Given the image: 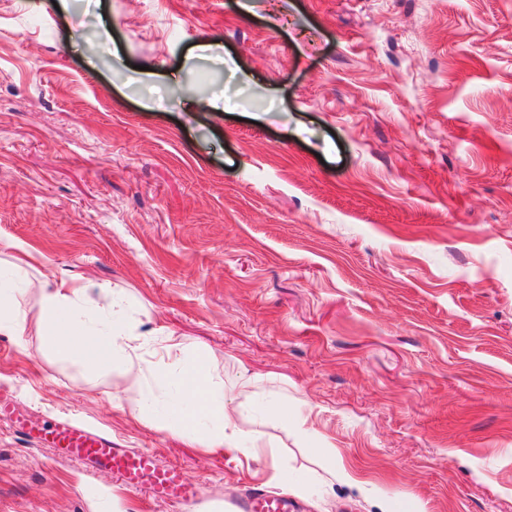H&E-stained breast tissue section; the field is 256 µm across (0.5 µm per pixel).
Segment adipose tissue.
<instances>
[{
    "label": "adipose tissue",
    "instance_id": "obj_1",
    "mask_svg": "<svg viewBox=\"0 0 512 512\" xmlns=\"http://www.w3.org/2000/svg\"><path fill=\"white\" fill-rule=\"evenodd\" d=\"M27 265L26 258H18L10 274L0 277V335L14 337L19 343L24 340L26 313L18 301L22 290L15 274ZM84 296V287L75 281L46 279L40 306L50 356L83 363L95 377L109 375L117 366L138 381L148 373L157 375L175 392L168 416L156 421L158 429L190 440L208 454H247L243 434L210 371L158 369L145 357L144 336L117 318L113 310L87 306Z\"/></svg>",
    "mask_w": 512,
    "mask_h": 512
}]
</instances>
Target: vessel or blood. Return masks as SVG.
Segmentation results:
<instances>
[{
  "label": "vessel or blood",
  "mask_w": 512,
  "mask_h": 512,
  "mask_svg": "<svg viewBox=\"0 0 512 512\" xmlns=\"http://www.w3.org/2000/svg\"><path fill=\"white\" fill-rule=\"evenodd\" d=\"M18 424L29 426L23 418ZM32 429L66 457L111 470L127 489H143L156 499L180 505L197 503L202 496L200 486L184 479L179 467L160 464L154 454L146 451L116 447L105 433L69 419ZM234 506L236 512H295L288 495L259 487L245 489Z\"/></svg>",
  "instance_id": "1"
}]
</instances>
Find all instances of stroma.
Segmentation results:
<instances>
[{"mask_svg":"<svg viewBox=\"0 0 512 512\" xmlns=\"http://www.w3.org/2000/svg\"><path fill=\"white\" fill-rule=\"evenodd\" d=\"M229 110L200 112L198 92ZM24 346L0 393L150 450L193 506L124 490L0 419V512H512V0H0V266ZM213 370L231 460L45 353L44 275ZM111 296H104V289ZM287 403V425L255 406ZM17 262L11 264V273L0 278V335L14 336L16 343L21 347L24 342L26 312L21 309L18 296L24 288H19L15 279L16 272L25 267H31L26 260L32 259L31 255L21 254ZM234 506L237 512H298L287 494H275L259 487L245 489Z\"/></svg>","mask_w":512,"mask_h":512,"instance_id":"35a3bbf8","label":"stroma"}]
</instances>
